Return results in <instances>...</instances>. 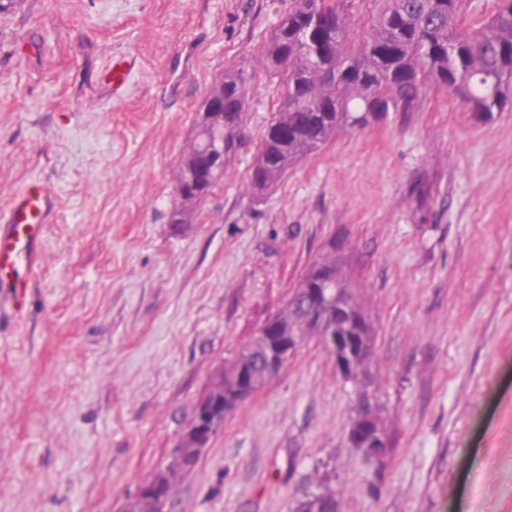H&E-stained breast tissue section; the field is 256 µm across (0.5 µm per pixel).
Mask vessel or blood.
Returning a JSON list of instances; mask_svg holds the SVG:
<instances>
[{
	"label": "vessel or blood",
	"mask_w": 512,
	"mask_h": 512,
	"mask_svg": "<svg viewBox=\"0 0 512 512\" xmlns=\"http://www.w3.org/2000/svg\"><path fill=\"white\" fill-rule=\"evenodd\" d=\"M130 72L122 58L112 60L104 72L115 94L125 90ZM53 208V194L40 179L29 181L13 197L6 216L0 217V289L22 302L32 286L40 241Z\"/></svg>",
	"instance_id": "obj_1"
}]
</instances>
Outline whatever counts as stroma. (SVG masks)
Segmentation results:
<instances>
[{
  "instance_id": "35a3bbf8",
  "label": "stroma",
  "mask_w": 512,
  "mask_h": 512,
  "mask_svg": "<svg viewBox=\"0 0 512 512\" xmlns=\"http://www.w3.org/2000/svg\"><path fill=\"white\" fill-rule=\"evenodd\" d=\"M292 0H20L0 13V214L57 198L24 308L0 316V512H128L204 393L315 261L336 255L375 336L391 442L350 448L355 393L308 340L226 416L162 512H512V112L413 111L333 136L247 187L280 104L258 62ZM131 72L115 96L102 72ZM246 79V137L181 228L198 112ZM328 478L318 483L314 490L305 494L294 507V512H339L336 493L327 486Z\"/></svg>"
}]
</instances>
